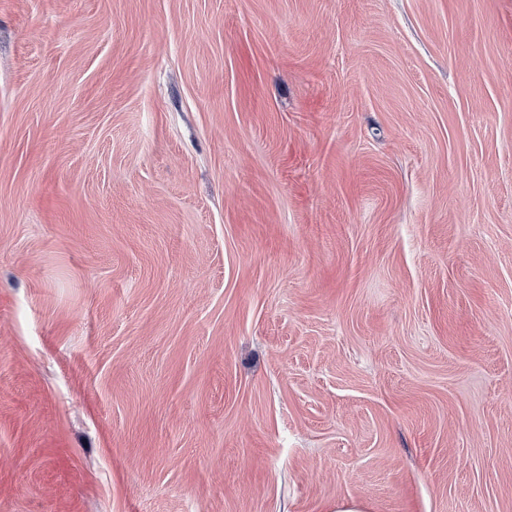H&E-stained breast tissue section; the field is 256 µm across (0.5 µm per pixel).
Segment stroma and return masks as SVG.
Segmentation results:
<instances>
[{"mask_svg":"<svg viewBox=\"0 0 512 512\" xmlns=\"http://www.w3.org/2000/svg\"><path fill=\"white\" fill-rule=\"evenodd\" d=\"M512 512V0H0V512Z\"/></svg>","mask_w":512,"mask_h":512,"instance_id":"1","label":"stroma"}]
</instances>
